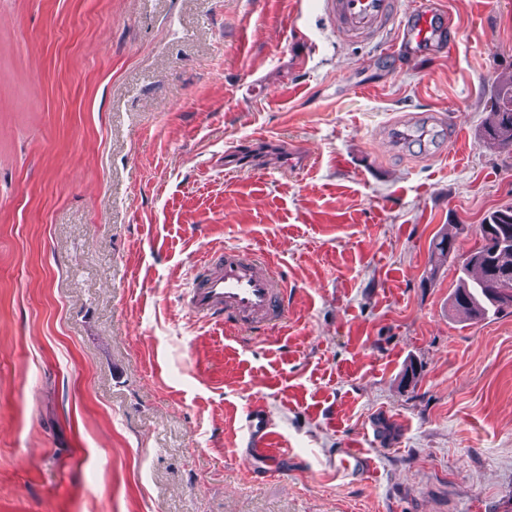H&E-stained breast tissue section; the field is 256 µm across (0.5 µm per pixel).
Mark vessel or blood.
<instances>
[{
	"mask_svg": "<svg viewBox=\"0 0 512 512\" xmlns=\"http://www.w3.org/2000/svg\"><path fill=\"white\" fill-rule=\"evenodd\" d=\"M324 9L352 41L376 40L390 24H397L399 38L391 51L398 55L423 52L448 29V14L435 0H421L417 8L405 12L398 0H325ZM182 301L199 318L252 330L285 318L288 289L265 258L231 248L205 260ZM244 429L254 475L274 472L282 454L263 411L248 410Z\"/></svg>",
	"mask_w": 512,
	"mask_h": 512,
	"instance_id": "1",
	"label": "vessel or blood"
}]
</instances>
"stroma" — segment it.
Wrapping results in <instances>:
<instances>
[{
  "label": "stroma",
  "instance_id": "stroma-1",
  "mask_svg": "<svg viewBox=\"0 0 512 512\" xmlns=\"http://www.w3.org/2000/svg\"><path fill=\"white\" fill-rule=\"evenodd\" d=\"M443 3L398 57L322 0H0V512H512V308L450 306L512 203L481 135L512 0ZM227 247L284 276L281 324L184 308ZM456 237V234L445 232L442 233L432 242L429 261L430 268L428 269L427 272L428 280L435 278L441 266L447 261V259L452 255V253L454 254L457 251ZM449 244L455 245L454 251L448 252ZM246 432V447L251 451V458L255 462L253 473L255 477H262L276 471L277 462L281 461V448L273 442L275 432L262 410H248L244 417Z\"/></svg>",
  "mask_w": 512,
  "mask_h": 512
}]
</instances>
